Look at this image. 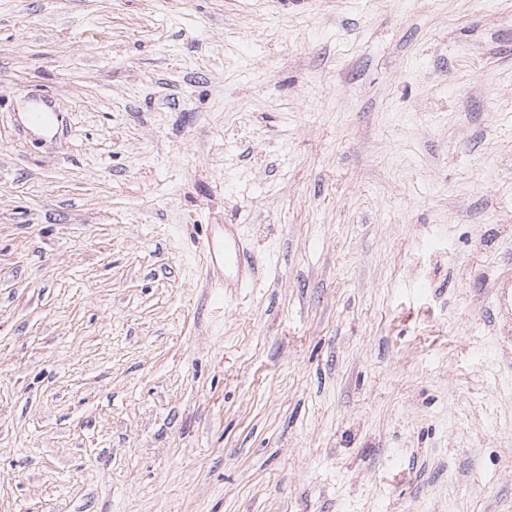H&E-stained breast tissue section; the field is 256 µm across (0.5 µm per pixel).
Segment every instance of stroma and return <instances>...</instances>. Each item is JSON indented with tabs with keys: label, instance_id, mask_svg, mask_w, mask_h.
Wrapping results in <instances>:
<instances>
[{
	"label": "stroma",
	"instance_id": "obj_1",
	"mask_svg": "<svg viewBox=\"0 0 512 512\" xmlns=\"http://www.w3.org/2000/svg\"><path fill=\"white\" fill-rule=\"evenodd\" d=\"M507 273L512 0H0V512H512ZM205 249L207 258L213 267L222 266L224 270H236L237 272L244 267L254 269L252 257L241 239L232 233L229 224L224 225V236L207 237Z\"/></svg>",
	"mask_w": 512,
	"mask_h": 512
}]
</instances>
